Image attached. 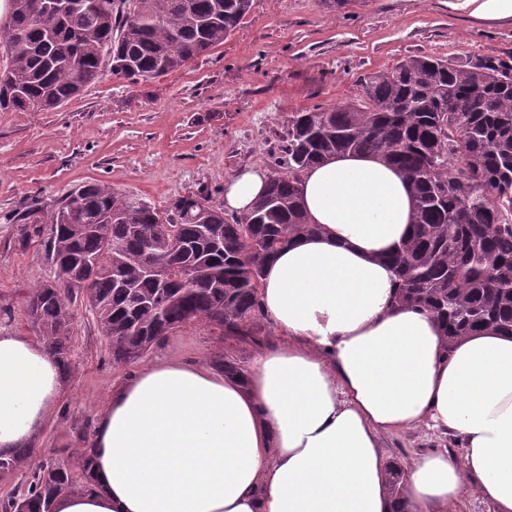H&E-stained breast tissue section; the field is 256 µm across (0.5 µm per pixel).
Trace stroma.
<instances>
[{"instance_id": "stroma-1", "label": "stroma", "mask_w": 512, "mask_h": 512, "mask_svg": "<svg viewBox=\"0 0 512 512\" xmlns=\"http://www.w3.org/2000/svg\"><path fill=\"white\" fill-rule=\"evenodd\" d=\"M423 52L459 61L512 55V21H477L448 0H254L224 43L146 84L114 78L84 88L61 109L0 112V327L32 336L24 293L48 280L43 241L24 237L15 218L31 203L51 206L102 181L162 208L208 188L223 192L235 171L272 170L281 158L293 113L361 98V76ZM69 390L46 421L37 456L91 440L112 383L109 343L91 315L74 304ZM160 352L215 362L224 346L210 328L188 324ZM387 460L463 456L460 436L421 425L384 435Z\"/></svg>"}]
</instances>
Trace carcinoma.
I'll list each match as a JSON object with an SVG mask.
<instances>
[{"mask_svg":"<svg viewBox=\"0 0 512 512\" xmlns=\"http://www.w3.org/2000/svg\"><path fill=\"white\" fill-rule=\"evenodd\" d=\"M0 24V112L54 111L107 74L137 85L178 70L224 42L254 0H9ZM124 69L112 72L110 64ZM512 63L450 62L415 54L360 78L362 98L293 113L283 146L286 170L268 176L251 212L227 217L202 189L160 211L100 182L55 207L24 215L35 236L49 226L44 258L54 282L24 296L35 338L70 369L72 305L89 306L109 340L112 367L136 362L178 328L198 322L229 347L260 346L258 291L268 262L307 222L298 184L309 167L344 153L370 154L411 184V234L386 257L398 277L397 302L432 314L445 345L482 330L512 335ZM96 217L103 227H88ZM95 264L73 279L84 259ZM153 261L165 270L144 273ZM224 374L246 368L232 355ZM80 478L61 457L34 462L36 449L0 452V482L24 480L0 512H52L54 500L92 491L93 461L77 449ZM390 491L403 473L391 463Z\"/></svg>","mask_w":512,"mask_h":512,"instance_id":"obj_1","label":"carcinoma"}]
</instances>
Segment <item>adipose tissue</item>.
<instances>
[{"label":"adipose tissue","instance_id":"obj_1","mask_svg":"<svg viewBox=\"0 0 512 512\" xmlns=\"http://www.w3.org/2000/svg\"><path fill=\"white\" fill-rule=\"evenodd\" d=\"M266 183L236 173L225 212L246 215ZM299 190L319 231L277 253L259 288L279 341L241 379L166 358L113 384L90 442L97 489L54 512H448L470 484L512 512V336L447 348L435 317L397 304L385 257L414 200L396 168L338 155ZM66 382L41 343L0 329V451L36 444ZM426 421L459 433L464 454L415 459L393 498L380 439Z\"/></svg>","mask_w":512,"mask_h":512}]
</instances>
